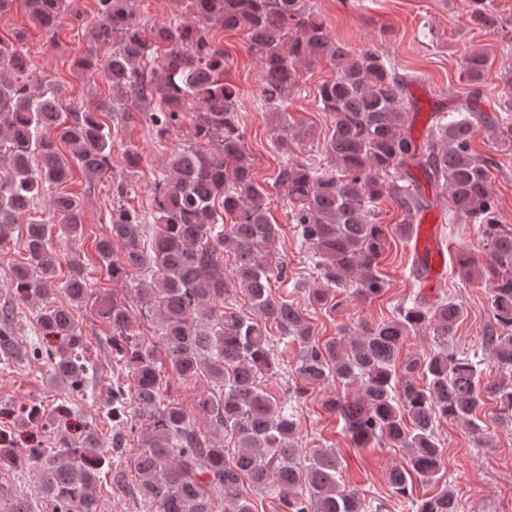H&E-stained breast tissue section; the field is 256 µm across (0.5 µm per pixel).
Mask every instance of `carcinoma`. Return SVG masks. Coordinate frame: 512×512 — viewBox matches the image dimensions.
I'll return each instance as SVG.
<instances>
[{"label":"carcinoma","mask_w":512,"mask_h":512,"mask_svg":"<svg viewBox=\"0 0 512 512\" xmlns=\"http://www.w3.org/2000/svg\"><path fill=\"white\" fill-rule=\"evenodd\" d=\"M77 0H24L32 22L55 34L63 16L81 27L87 53L74 62L86 72L103 69L112 99L94 108L62 113V97L53 81L40 74L22 44L23 36L0 38V246L14 226L27 224L24 258L12 268L9 290L18 299L39 300L37 327L44 336L62 338L45 352L51 383L78 390L91 362L69 306L89 296L82 264H71L58 282L56 252L47 225L32 216L35 198L51 194L55 223L67 236L83 231L79 198L62 190L71 177L70 161L97 177L111 168L114 133L101 119L105 112H125L135 99L149 113L155 139L163 144L180 116L194 111L183 130L182 147L171 153L169 175L156 184L152 208L128 206L127 180L112 182L108 234L96 240L100 261L115 282L130 284L145 315L161 321L159 345L134 332L125 298L118 292L96 297L97 314L109 326L112 349L131 372L134 392H112V450H103L92 431L80 440L62 437L56 449L32 444L22 450L0 448V467L41 471V490L53 512H100L93 489L108 455L123 453L126 431H135L143 448L136 461L138 489L151 512H252L248 488H264L278 497L280 512H383L339 483L340 460L333 449H318L308 460L294 446L296 420L262 387L275 368V343L294 342L297 394L337 380L358 387L359 394L332 397L325 408L338 415L354 448L388 443L406 449L407 461L388 475L393 494L411 503V512H458L457 497L441 481L444 466L436 438L441 419H463L481 436L476 412L481 404L477 366L448 350V336L463 314L455 300H430L418 291L395 307L393 317L362 322L358 330L320 343L307 314L273 294L272 278L286 266L269 264L263 251L279 235L270 223V202L254 177L242 143L238 93L224 80V51L211 28L242 29L249 50L262 66L260 95L275 109L288 104L298 85V66L325 59L334 75L319 89L332 131L325 151L331 168L286 165L276 182L292 205V219L302 242L321 258V274L332 288H349L368 300L386 288L380 263L389 240L410 234L414 216L433 206L411 171L419 169L433 184L448 187L446 206L455 223L477 224L487 241L488 262L480 265L460 252L458 273L478 276L489 288L495 326L485 335L500 373L512 374V230L497 218L487 162L473 141L477 119L471 111L444 114L432 125L426 149L412 135L418 113L406 102L408 76L395 61L366 49L354 52L331 41L306 0H181L193 16L188 25L176 15L143 35L140 0H97L92 18ZM472 27L495 31L500 21L487 0H472ZM492 62L483 49L469 50L463 71L481 93ZM68 146L71 159L61 153ZM395 198L403 219L377 224L372 215L384 194ZM152 228L149 242L143 229ZM122 245L121 262L112 260ZM233 256L224 270V254ZM236 292L253 316L243 317ZM275 325L278 339L267 329ZM432 330L437 349L409 357L402 372L396 360L411 330ZM192 382L209 381L195 402V412L215 419L235 440L237 451L202 436L167 391L158 364ZM485 391L497 396L500 414L512 417V379L488 380ZM72 413L67 401L51 414L39 403L15 412L27 430L63 428ZM436 487L429 497H413L415 482Z\"/></svg>","instance_id":"cac0c4a2"}]
</instances>
